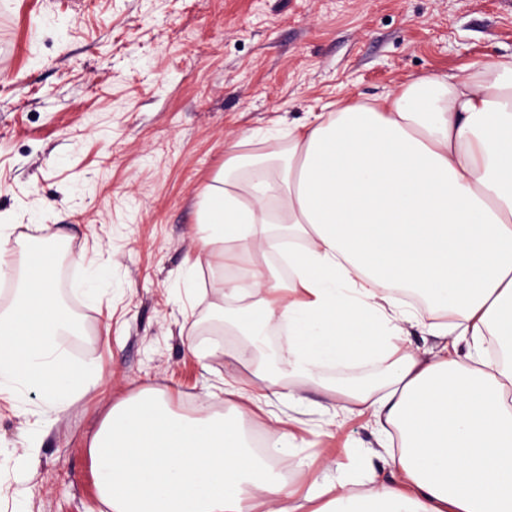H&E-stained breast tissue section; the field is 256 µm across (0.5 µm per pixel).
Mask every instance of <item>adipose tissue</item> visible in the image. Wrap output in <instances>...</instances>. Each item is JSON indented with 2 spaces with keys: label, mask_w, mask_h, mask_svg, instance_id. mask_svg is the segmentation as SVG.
Returning <instances> with one entry per match:
<instances>
[{
  "label": "adipose tissue",
  "mask_w": 512,
  "mask_h": 512,
  "mask_svg": "<svg viewBox=\"0 0 512 512\" xmlns=\"http://www.w3.org/2000/svg\"><path fill=\"white\" fill-rule=\"evenodd\" d=\"M288 160L228 146L204 196L200 253L250 256L225 278V322L240 336L284 328L269 371L228 352V414L187 416L149 391L121 400L88 444L108 512H512V58L471 74L419 75L372 103L288 125ZM0 312V399L37 389L69 405L94 379L59 340L77 325L50 268L23 260ZM466 343L465 355L406 348L407 327ZM378 359L377 383L346 386L330 366ZM345 414L371 413L392 482L364 458L349 475L299 488L279 465L298 439L284 425L257 453L246 419L303 387Z\"/></svg>",
  "instance_id": "1"
}]
</instances>
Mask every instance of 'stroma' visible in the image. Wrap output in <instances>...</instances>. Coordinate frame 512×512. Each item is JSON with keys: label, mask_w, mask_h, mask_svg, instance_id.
I'll list each match as a JSON object with an SVG mask.
<instances>
[{"label": "stroma", "mask_w": 512, "mask_h": 512, "mask_svg": "<svg viewBox=\"0 0 512 512\" xmlns=\"http://www.w3.org/2000/svg\"><path fill=\"white\" fill-rule=\"evenodd\" d=\"M511 56L512 0H0V224L23 225L16 251H52L80 326L65 347L98 378L54 411L34 389L0 400V512H107L88 441L121 399L227 413L216 393L239 341L214 319L224 272L190 265L203 195L242 130L267 136L253 153L284 157L280 122ZM303 394L276 407L315 441L298 483L334 477L377 436L370 415Z\"/></svg>", "instance_id": "stroma-1"}]
</instances>
